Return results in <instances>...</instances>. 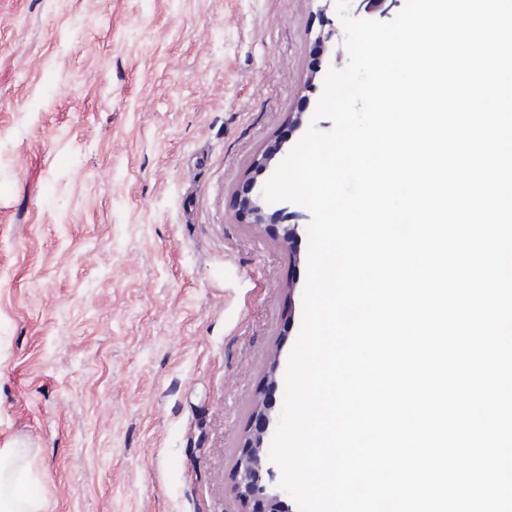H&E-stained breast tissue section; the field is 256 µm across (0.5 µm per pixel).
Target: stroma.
<instances>
[{
	"label": "stroma",
	"instance_id": "1",
	"mask_svg": "<svg viewBox=\"0 0 512 512\" xmlns=\"http://www.w3.org/2000/svg\"><path fill=\"white\" fill-rule=\"evenodd\" d=\"M319 0H0V449L45 512H244L310 214L237 193L349 55ZM302 113L294 127L290 116ZM257 179L255 176L250 177L242 185L239 191V206L240 209L251 215L253 223L256 224H286L284 229L283 237L286 240L292 238L296 230V224L292 227H288V220L297 217L296 214H289L287 209H283L279 214L268 217L261 205V195L256 191Z\"/></svg>",
	"mask_w": 512,
	"mask_h": 512
}]
</instances>
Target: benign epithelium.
Returning <instances> with one entry per match:
<instances>
[{
  "instance_id": "benign-epithelium-1",
  "label": "benign epithelium",
  "mask_w": 512,
  "mask_h": 512,
  "mask_svg": "<svg viewBox=\"0 0 512 512\" xmlns=\"http://www.w3.org/2000/svg\"><path fill=\"white\" fill-rule=\"evenodd\" d=\"M323 2H325V5L318 11L321 29L316 41L324 47L332 42L336 31L329 27V21L326 18V11L329 9L332 0H323ZM282 148L283 142L276 141L270 144L260 156L256 157L251 165L254 176L246 180L239 191L240 209L251 215L255 224H265L267 222L286 224L288 220L294 218V215L288 213L286 209L275 216H267L261 205V195L256 191V176L267 170L271 160L281 152ZM257 418L260 421L259 429L256 430V434L248 442L246 451L239 457L236 464L240 498L246 506L250 507V512H291L288 501L271 492V486L276 478L275 466L273 462L264 458L261 454L263 434L267 431L270 423L266 406L259 407Z\"/></svg>"
}]
</instances>
